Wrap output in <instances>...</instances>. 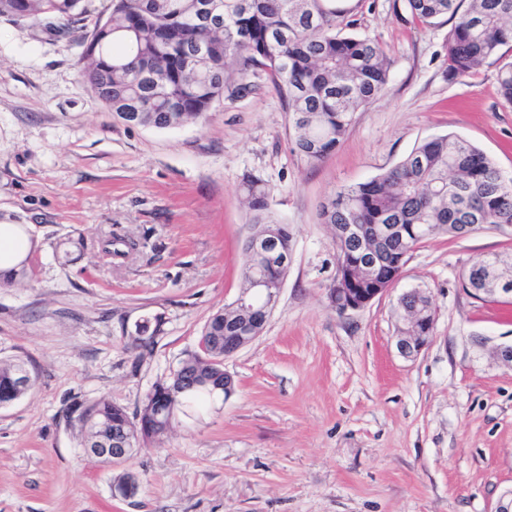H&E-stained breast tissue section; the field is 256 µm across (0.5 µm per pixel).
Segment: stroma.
Returning <instances> with one entry per match:
<instances>
[{"mask_svg":"<svg viewBox=\"0 0 512 512\" xmlns=\"http://www.w3.org/2000/svg\"><path fill=\"white\" fill-rule=\"evenodd\" d=\"M350 34L390 60L383 97L357 112L336 152L293 151L284 100L266 75L174 129L124 123L86 88L78 37L0 17V224L33 246L0 287V360H27L32 392L0 408V512H494L512 491V298H473L462 274L512 234L440 236L362 310L327 298L336 241L320 212L340 188L417 144L462 137L512 177V104L488 59L449 79L447 19L423 26L407 0H347ZM273 189L293 228L292 263L262 335L226 359L233 395L178 416L164 443L112 467L81 447L74 407L102 396L136 413L234 304L246 264L245 175ZM133 238L121 256L104 240ZM418 286L431 344L401 357L398 298ZM153 345L130 349L137 321ZM133 473L136 497H113Z\"/></svg>","mask_w":512,"mask_h":512,"instance_id":"35a3bbf8","label":"stroma"}]
</instances>
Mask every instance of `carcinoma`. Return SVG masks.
<instances>
[{
	"label": "carcinoma",
	"instance_id": "carcinoma-1",
	"mask_svg": "<svg viewBox=\"0 0 512 512\" xmlns=\"http://www.w3.org/2000/svg\"><path fill=\"white\" fill-rule=\"evenodd\" d=\"M220 26L201 19L205 0H114L98 40V54L84 56V84L119 119L138 126L179 127L199 122L224 95L245 94L250 76L262 71L274 89L288 100L294 151L317 164L339 147L355 112L380 99L390 80V61L383 48L367 39L343 33L352 26L345 0H219ZM412 17L432 25L449 17L448 77H463L487 59L501 62L498 93L512 104V61L502 49H512V0H407ZM85 0H0V17L13 21L83 20ZM202 47L204 59L193 58ZM240 192L251 214L248 235L278 233V259L270 266L247 260L241 288L264 276L270 283L285 280L292 255V228L269 208L272 189L248 175ZM328 225L401 224L405 231L366 243L354 232L337 238L345 255L340 281L347 288H383L393 268L367 259L375 251L393 262H407L424 241L453 237L460 225L475 228L512 226V178L469 141L443 135L423 141L401 161L372 179L338 191L322 206ZM485 267L477 262L463 274L467 288H481ZM240 317L237 307L219 310L207 320L200 351L190 352L175 371L156 382L144 406L158 401L161 391L184 385L198 372L217 376L224 371V337ZM27 362L0 364V408L23 398L34 386H17ZM205 387L180 395L190 410L207 400ZM81 445L100 452L93 462L116 465L103 444L132 423L126 410L102 396L81 407L76 419ZM171 429L162 426L133 438L123 460Z\"/></svg>",
	"mask_w": 512,
	"mask_h": 512
}]
</instances>
